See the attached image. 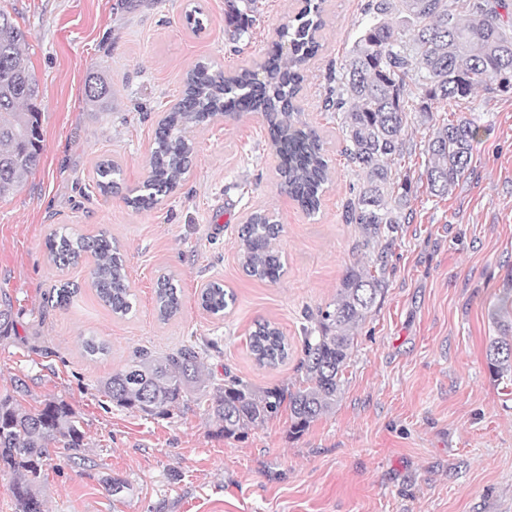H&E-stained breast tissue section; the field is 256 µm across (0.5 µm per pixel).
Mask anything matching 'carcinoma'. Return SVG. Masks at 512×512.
Returning a JSON list of instances; mask_svg holds the SVG:
<instances>
[{
	"label": "carcinoma",
	"mask_w": 512,
	"mask_h": 512,
	"mask_svg": "<svg viewBox=\"0 0 512 512\" xmlns=\"http://www.w3.org/2000/svg\"><path fill=\"white\" fill-rule=\"evenodd\" d=\"M233 8L230 26L241 35L253 25L249 12L255 0ZM325 0H308L306 9L276 32L257 66L226 74L206 63L187 73L181 107L160 121L149 174L136 195L126 198L135 209H150L182 180L195 152L191 132L224 110L234 118L247 105L265 114L271 145L280 159V189L313 216L331 181L332 168L316 130L304 118L298 98L303 70L318 50V33L325 26ZM505 0H369L370 21L358 33L336 76V97L327 106L340 115L349 145L345 156L364 174L363 183L347 203L345 221L360 226L366 245L375 246L398 231L406 220L407 187L393 167L401 160V137L407 118V86L425 88L432 100L461 99L479 88L512 86V23L499 9ZM28 35L11 16L0 11V196L22 187L39 167L43 146L41 114L33 110L39 87L23 47ZM91 103H104L110 89L98 76L85 82ZM478 127L465 117L429 131L425 170L430 192L442 196L455 185L473 159ZM97 188L110 193L122 169L111 159L96 165ZM282 228L257 210L239 232V257L245 272L275 282L283 269L272 247ZM50 259L74 263L87 252L96 263L91 278L101 301L120 316L132 310L133 293L118 245L106 235L90 239L66 227L47 240ZM380 280L371 269L354 264L346 269L336 299L318 310L314 325L305 329L299 369L304 378L295 390H257L226 374L219 381L202 375V357L218 351V343L185 345L157 359L145 349L131 364L103 383L113 405L146 416L168 415L199 395L207 403L208 419L226 437L263 426L288 403L291 429L305 431L330 411L341 387L354 344L353 329L366 320L375 304ZM201 307L221 316L234 294L213 282L200 295ZM181 291L164 278L155 289V310L162 321L180 314ZM489 316L499 335L489 339L486 357L493 376H512V285L496 297ZM249 347L256 363L274 368L288 359L289 344L267 320L256 324ZM67 450L70 461L81 452L84 433L71 405L51 398L35 411L23 409L11 396L0 398V470L14 475L8 486L18 512H43L41 486L50 447Z\"/></svg>",
	"instance_id": "1"
}]
</instances>
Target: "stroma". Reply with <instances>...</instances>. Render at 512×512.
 <instances>
[{
	"label": "stroma",
	"instance_id": "obj_1",
	"mask_svg": "<svg viewBox=\"0 0 512 512\" xmlns=\"http://www.w3.org/2000/svg\"><path fill=\"white\" fill-rule=\"evenodd\" d=\"M367 4L326 0L319 51L305 72L300 104L335 169L310 218L279 190V159L256 112L195 129L191 172L159 205L124 202L148 174L155 129L188 70L254 66L296 13L295 0H257L255 24L236 41L227 0H0L29 33L44 138L36 172L0 198V307L12 312L0 337V397L28 410L65 399L86 443L82 458L48 467L45 512H512V381L495 378L486 358L497 333L488 309L512 274V89L446 102L408 87L397 167L410 187L407 219L394 239L365 246L359 226L344 220L361 174L343 154L339 119L322 105L369 20ZM196 5L205 15L199 32L185 19ZM92 72L111 89L100 108L85 99ZM460 117L479 129L472 163L437 197L424 175L425 142L432 126ZM103 158L123 170L119 192L95 186ZM253 209L282 226L275 248L284 274L274 283L240 264L238 229ZM63 225L119 243L136 295L130 314L117 316L98 298L93 254L75 265L50 262L46 241ZM356 263L379 269L381 290L354 331L333 409L301 435L290 433L285 407L227 438L196 405L151 417L104 396L102 382L136 350L163 357L208 340L220 352L205 359V373L228 372L259 390L297 387L308 318L335 299ZM167 274L182 310L164 323L154 286ZM213 281L236 298L221 317L199 304ZM65 286L71 302L56 306ZM259 320L274 322L292 346L278 367L258 366L247 347ZM90 335L108 354L86 355ZM110 474L127 479L128 490L108 494Z\"/></svg>",
	"mask_w": 512,
	"mask_h": 512
}]
</instances>
